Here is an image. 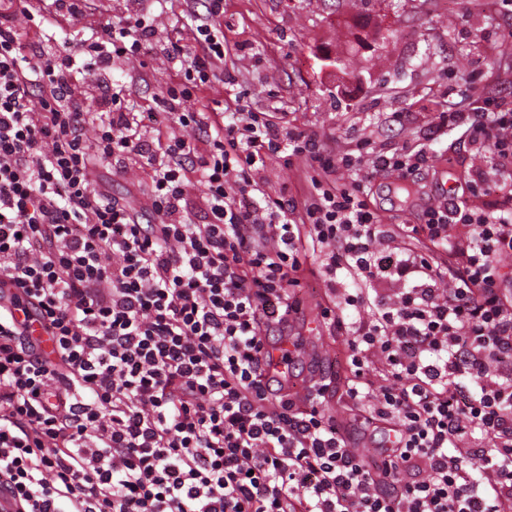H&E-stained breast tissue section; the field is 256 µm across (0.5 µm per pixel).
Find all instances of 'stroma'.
<instances>
[{
  "instance_id": "obj_1",
  "label": "stroma",
  "mask_w": 512,
  "mask_h": 512,
  "mask_svg": "<svg viewBox=\"0 0 512 512\" xmlns=\"http://www.w3.org/2000/svg\"><path fill=\"white\" fill-rule=\"evenodd\" d=\"M379 33L378 42L358 49L353 23ZM229 47L226 66L236 85L215 82L205 102L223 111L228 96L240 93L250 109L286 117L289 126L313 130L341 153L368 142L373 150L391 151L426 144L433 157L415 186L402 190L394 173L372 179L370 200L383 223L402 227L400 246L427 255L440 270L454 267L450 249L432 246L422 231L427 205L438 203L449 185L464 184L490 161L465 140L460 130L439 126L441 109L467 108L471 99L491 97L512 105V55L500 46L512 42V5L505 0H224L220 19ZM357 59L355 71L325 75L319 48ZM167 62L159 56L121 63L107 85L90 88L94 100L114 92L138 108L163 111L161 89L169 81ZM310 169L269 160L264 188L275 196L303 199ZM92 181L115 196L135 195L142 222L149 188L136 169L119 173L106 164L92 171ZM298 308L273 340L295 343L290 373L298 381L325 386L323 408L346 422L350 445L373 454L376 438L358 423L347 395L351 377L345 360L350 338L322 322L334 297L313 254L302 259Z\"/></svg>"
}]
</instances>
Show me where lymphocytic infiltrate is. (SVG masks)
I'll list each match as a JSON object with an SVG mask.
<instances>
[{
  "mask_svg": "<svg viewBox=\"0 0 512 512\" xmlns=\"http://www.w3.org/2000/svg\"><path fill=\"white\" fill-rule=\"evenodd\" d=\"M223 10L209 0L189 47L152 43L154 16L134 12L50 51L14 24L30 0L0 9V288L14 290L0 306V483L23 512H500L512 501V209L467 206L488 184L479 171L425 211L432 243L465 230L443 288L394 246L367 192L371 170L428 167L425 149L338 156L239 96L226 115L182 111L224 78L211 21ZM153 51L173 71L165 111H130L116 94L90 110V83ZM439 121L490 154L512 199V108L477 98ZM170 122L206 132L205 145L164 135ZM278 155L314 169L303 205L263 189ZM104 163L147 176L156 223L93 185ZM340 170L349 187L329 182ZM307 242L331 293L347 277L400 286L345 326L349 395L394 436L374 458L348 448L322 390L302 404L268 395L267 330L296 309ZM31 315L52 359L26 334ZM476 433L473 466L453 448Z\"/></svg>",
  "mask_w": 512,
  "mask_h": 512,
  "instance_id": "f902f5d3",
  "label": "lymphocytic infiltrate"
}]
</instances>
